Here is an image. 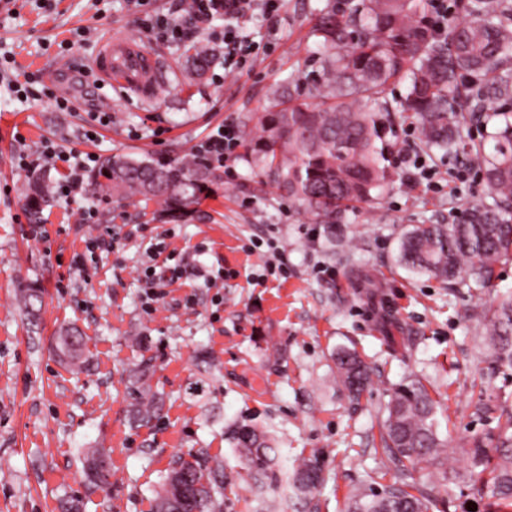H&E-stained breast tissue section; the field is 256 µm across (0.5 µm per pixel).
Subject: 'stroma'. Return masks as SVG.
Returning <instances> with one entry per match:
<instances>
[{"mask_svg":"<svg viewBox=\"0 0 512 512\" xmlns=\"http://www.w3.org/2000/svg\"><path fill=\"white\" fill-rule=\"evenodd\" d=\"M325 3L282 0L277 16L254 12L238 27L251 55L235 67L219 58L200 80L186 73V50L204 41L223 52L224 20L196 21L182 0H13L0 10L8 76L44 83L28 100L0 84V512H64L74 500L81 512H150L172 456L198 451L224 462L223 512H346L359 490L391 480L379 435L394 388L410 377L439 404L444 467L456 479L443 512H500L465 480L458 437L493 433L496 413H512V368L491 367L481 322L483 311L512 298V258L487 288L398 264L412 225L445 224L492 201L482 173L462 156L427 157L436 188L407 184L402 151L421 148L415 119L395 122L388 136L393 183L332 227L296 208L240 147L224 159L216 197L184 222H168L153 203L114 202L107 187L88 182L74 198L51 197L40 214L26 207L34 181L54 184L63 171L28 174L17 164L19 146L34 153L49 139L66 152L169 160L197 151L219 126L254 128L283 87L315 101L324 72L310 28ZM155 14L180 24L185 37L147 31ZM124 35L163 60L160 88L89 78L104 41ZM57 92L72 98L74 111L56 107ZM101 110L112 114L108 126L92 120ZM92 204L97 223H80ZM113 224L121 235L98 254L96 272H69L85 238ZM159 233L184 253L186 272L148 311L141 269L146 239ZM259 239L263 247L252 248ZM273 260L283 273L267 271ZM202 268L212 285L198 278ZM370 278L377 287H367ZM29 284L42 291L34 321L18 300ZM66 326L83 336L78 370L55 355ZM343 349L370 369L357 399L334 379L333 356ZM206 354L217 369L204 395L189 396ZM141 361L153 366L151 385L166 398L157 418L134 424L127 370ZM483 403L492 414L479 412ZM237 421L274 437L280 482L257 486L243 467L227 438ZM86 448L108 450V491L87 490L79 460ZM313 457L323 481L304 496L293 474Z\"/></svg>","mask_w":512,"mask_h":512,"instance_id":"1","label":"stroma"}]
</instances>
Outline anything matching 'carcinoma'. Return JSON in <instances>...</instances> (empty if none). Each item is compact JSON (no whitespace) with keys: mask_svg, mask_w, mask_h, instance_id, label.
<instances>
[{"mask_svg":"<svg viewBox=\"0 0 512 512\" xmlns=\"http://www.w3.org/2000/svg\"><path fill=\"white\" fill-rule=\"evenodd\" d=\"M312 36L327 50L320 102L308 103L290 90L279 93L276 108L263 113L256 130L245 131L243 146L263 164L265 174L304 210L331 220L359 203L377 200L393 181L388 165L385 126L379 122V95L396 82H407L398 112L419 119L422 146L448 157L466 155L484 174L493 203L468 209L450 224H416L401 238L398 263L451 284L468 279L481 288L495 277L496 267L512 256V3L473 0L468 18L453 24L444 39L434 36L427 0H327L315 20ZM214 60L204 43L190 47L186 65L203 78ZM463 72L480 78L472 93L461 87ZM470 105L481 102L478 118L493 126L492 150L483 142L461 140L448 113V97ZM107 181L112 198H137L161 206L173 222L187 220L194 206L213 196L224 175L199 155L168 161L148 156L103 158L91 181ZM48 189L37 185L27 198L36 214L47 202ZM26 313L36 319L40 302L34 288L20 291ZM491 344V363L512 367V299L483 313ZM81 337L67 328L58 336L59 357L71 367L82 364ZM339 382L357 397L368 379L359 356L341 350L335 356ZM130 414L148 421L162 411L160 394L151 391L146 375L135 372ZM497 440L463 435L460 443L471 462L475 491L496 502L512 503V414L498 417ZM228 439L255 480H274L280 460L272 438L248 424L234 425ZM382 451L394 471L393 481L365 489L351 498L347 512H433L432 486L408 482L409 467L434 461L444 453L436 406L426 387L412 379L399 385L387 406ZM83 473L94 490L108 489V456L88 448ZM221 461L201 454L179 455L154 498V512H221L218 477ZM322 482L317 459L306 460L294 475L303 494Z\"/></svg>","mask_w":512,"mask_h":512,"instance_id":"1","label":"carcinoma"}]
</instances>
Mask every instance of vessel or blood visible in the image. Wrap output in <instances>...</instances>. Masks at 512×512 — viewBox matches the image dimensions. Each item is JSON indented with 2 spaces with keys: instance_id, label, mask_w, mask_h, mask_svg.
Listing matches in <instances>:
<instances>
[{
  "instance_id": "1",
  "label": "vessel or blood",
  "mask_w": 512,
  "mask_h": 512,
  "mask_svg": "<svg viewBox=\"0 0 512 512\" xmlns=\"http://www.w3.org/2000/svg\"><path fill=\"white\" fill-rule=\"evenodd\" d=\"M100 83L147 88L158 78L160 61L129 39L106 40L93 65Z\"/></svg>"
}]
</instances>
